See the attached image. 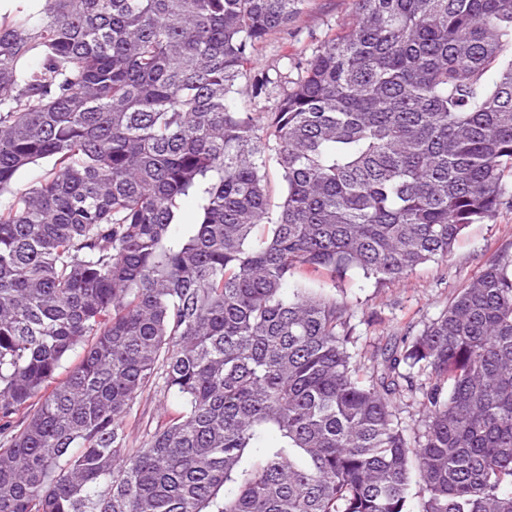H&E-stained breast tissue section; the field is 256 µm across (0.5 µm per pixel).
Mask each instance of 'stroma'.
<instances>
[{"mask_svg": "<svg viewBox=\"0 0 512 512\" xmlns=\"http://www.w3.org/2000/svg\"><path fill=\"white\" fill-rule=\"evenodd\" d=\"M350 12L351 0H304L289 31L272 35L265 43L258 70L271 74L284 70L289 78H296V71L286 68L287 57L311 55L318 39L340 32ZM502 254L512 255V178L493 221L471 225L447 261L422 265L398 283L380 284L359 270L337 279L336 297L347 302L352 313L355 352L367 358L400 338L406 329L422 330L459 288ZM162 399V393L153 389L136 400L126 419L131 447L147 440Z\"/></svg>", "mask_w": 512, "mask_h": 512, "instance_id": "obj_1", "label": "stroma"}]
</instances>
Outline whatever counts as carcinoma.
<instances>
[{
	"label": "carcinoma",
	"mask_w": 512,
	"mask_h": 512,
	"mask_svg": "<svg viewBox=\"0 0 512 512\" xmlns=\"http://www.w3.org/2000/svg\"><path fill=\"white\" fill-rule=\"evenodd\" d=\"M302 2L0 15V512H512V258L365 373L308 276L400 282L495 216L512 0H352L297 79L253 72ZM163 401V392L151 389L144 392L135 402L126 418L130 433V448H139L148 438L158 416V409Z\"/></svg>",
	"instance_id": "carcinoma-1"
}]
</instances>
